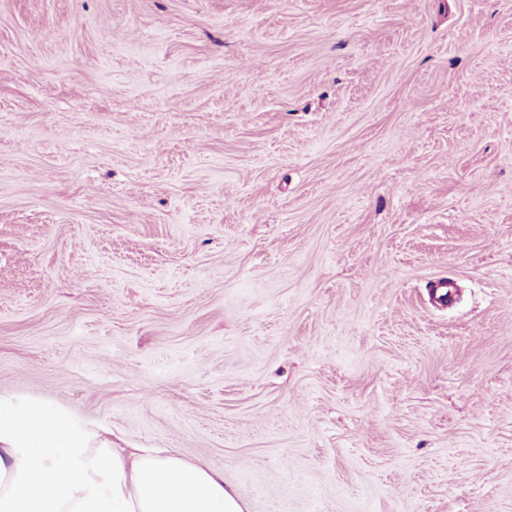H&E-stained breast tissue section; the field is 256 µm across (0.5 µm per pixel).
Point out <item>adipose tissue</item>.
<instances>
[{
	"label": "adipose tissue",
	"instance_id": "ef3b65f1",
	"mask_svg": "<svg viewBox=\"0 0 512 512\" xmlns=\"http://www.w3.org/2000/svg\"><path fill=\"white\" fill-rule=\"evenodd\" d=\"M0 512H246L222 474L126 451L66 411L0 394Z\"/></svg>",
	"mask_w": 512,
	"mask_h": 512
}]
</instances>
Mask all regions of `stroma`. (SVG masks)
I'll return each mask as SVG.
<instances>
[{
  "label": "stroma",
  "mask_w": 512,
  "mask_h": 512,
  "mask_svg": "<svg viewBox=\"0 0 512 512\" xmlns=\"http://www.w3.org/2000/svg\"><path fill=\"white\" fill-rule=\"evenodd\" d=\"M0 393L247 512H512V0H0Z\"/></svg>",
  "instance_id": "obj_1"
}]
</instances>
